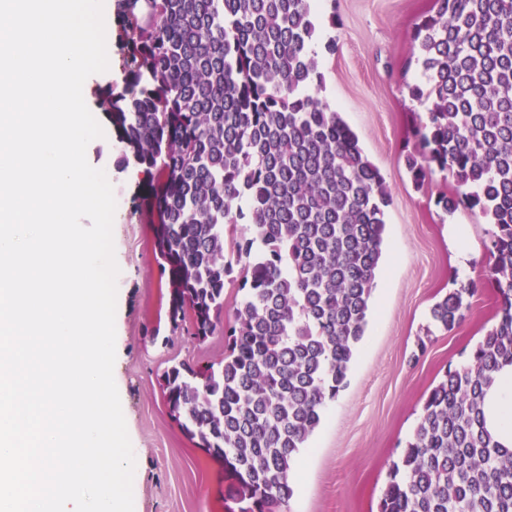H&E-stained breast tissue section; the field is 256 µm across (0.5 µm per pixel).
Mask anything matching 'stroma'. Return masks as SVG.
I'll return each mask as SVG.
<instances>
[{
    "label": "stroma",
    "mask_w": 512,
    "mask_h": 512,
    "mask_svg": "<svg viewBox=\"0 0 512 512\" xmlns=\"http://www.w3.org/2000/svg\"><path fill=\"white\" fill-rule=\"evenodd\" d=\"M318 41H335L321 56L320 98L340 112L379 169L391 194L380 270L364 339L347 385L301 449L291 471L290 512H378L389 467L401 456L423 414L429 391L446 372L467 364L493 323L497 293L487 245L491 225L478 212L438 205L453 182L434 172L415 186L405 165L427 121L412 100L421 80L412 30L433 0H312ZM112 136L93 140L87 159L105 171L117 201L113 224L117 280L114 379L136 459L134 512H227L220 466L195 447L170 419L158 384L169 366L206 365L224 357V337L199 344L171 334L151 340L164 317L167 288L149 225L133 214L138 180L119 170ZM467 231L465 257L448 244V227ZM470 281L476 293L461 323L445 330L432 306Z\"/></svg>",
    "instance_id": "35a3bbf8"
}]
</instances>
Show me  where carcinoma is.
Segmentation results:
<instances>
[{
    "instance_id": "carcinoma-1",
    "label": "carcinoma",
    "mask_w": 512,
    "mask_h": 512,
    "mask_svg": "<svg viewBox=\"0 0 512 512\" xmlns=\"http://www.w3.org/2000/svg\"><path fill=\"white\" fill-rule=\"evenodd\" d=\"M120 87L92 89L118 165L141 175L136 211L166 276V319L224 359L159 377L171 419L222 468L231 512H288L290 472L347 384L365 335L390 193L341 113L318 97L311 0H117ZM427 104L419 186L493 226L495 322L430 391L379 512H512V447L488 428L486 396L512 367V0H434L414 30ZM249 236L225 239V226ZM248 262H242V259ZM240 266L248 291L224 322ZM471 283L437 302L451 330Z\"/></svg>"
}]
</instances>
